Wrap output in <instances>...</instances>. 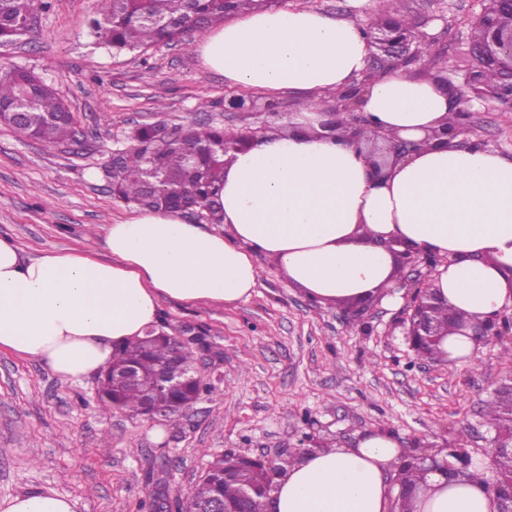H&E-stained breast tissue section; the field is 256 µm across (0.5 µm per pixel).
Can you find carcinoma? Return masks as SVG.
<instances>
[{"label":"carcinoma","mask_w":512,"mask_h":512,"mask_svg":"<svg viewBox=\"0 0 512 512\" xmlns=\"http://www.w3.org/2000/svg\"><path fill=\"white\" fill-rule=\"evenodd\" d=\"M277 0H95L93 33L112 52L144 51L158 44L184 37L224 21L235 13L275 7ZM51 0H0V42H10L29 31L28 16L36 9L47 10ZM0 115L21 139L48 144H67L74 140V117L40 76L32 71L11 68L0 75ZM130 144L112 156L108 170L112 194L119 200L141 208L179 210L191 208L212 224L221 223L216 196L224 178L225 156L231 147L243 144L234 134L211 123L192 127H174L164 135L160 125L144 123L129 135ZM195 361V351L174 352L171 337L159 329L149 330L112 356V370L128 366L138 368L142 380L128 385L114 375L101 382L99 412L110 416L118 411L132 416L144 413L146 399L167 398L156 378L163 367L174 378L182 377L186 366ZM206 383L195 381L174 393L180 401L177 413L194 408L200 395L209 391ZM487 416L501 435L512 432V399L495 396L487 403ZM288 454L279 464L268 468L261 459L241 457L232 452L219 454L187 493L184 507L219 499L228 507L237 504L249 489L262 495L271 490L270 472L280 473L297 455ZM484 457L497 470L498 477L512 478V463L502 460L494 448ZM401 484L413 486L422 474L412 456L398 465Z\"/></svg>","instance_id":"obj_1"}]
</instances>
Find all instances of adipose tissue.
<instances>
[{
  "mask_svg": "<svg viewBox=\"0 0 512 512\" xmlns=\"http://www.w3.org/2000/svg\"><path fill=\"white\" fill-rule=\"evenodd\" d=\"M194 50L227 82L299 98L287 135L258 136L233 152L219 191L223 230L138 210L108 227L106 261L91 249L27 258L0 237V351L80 381L157 323L161 299L231 306L250 297L258 253L322 303L393 287L398 266L381 245L390 238L441 258L428 285L450 311L484 320L512 306V156L476 139L428 140L455 119L449 90L400 68L364 80L372 46L362 24L306 9L248 13ZM356 85L364 123L325 136L319 96ZM387 138L417 146L379 176L362 146ZM400 451L391 434L374 431L297 458L268 508L389 512ZM472 473L460 485L428 474L419 512H496L490 466L476 458ZM0 512L76 505L30 492L1 501Z\"/></svg>",
  "mask_w": 512,
  "mask_h": 512,
  "instance_id": "ef3b65f1",
  "label": "adipose tissue"
}]
</instances>
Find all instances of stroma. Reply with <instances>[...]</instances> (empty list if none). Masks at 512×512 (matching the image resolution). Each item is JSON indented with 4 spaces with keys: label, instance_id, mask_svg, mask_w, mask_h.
<instances>
[{
    "label": "stroma",
    "instance_id": "stroma-1",
    "mask_svg": "<svg viewBox=\"0 0 512 512\" xmlns=\"http://www.w3.org/2000/svg\"><path fill=\"white\" fill-rule=\"evenodd\" d=\"M487 0H402L412 28L431 48L412 71H429L462 86L470 68L474 22ZM94 0H52L33 27L0 46V69L33 70L71 108L76 144L23 140L0 124V235L27 256L93 247L108 258V225L131 206L113 198L104 176L114 149L140 123L213 121L234 133L287 128L294 97L253 92L279 102L277 114L228 112L227 98L244 95L207 69L188 42L160 44L145 54L113 57L91 34ZM279 9L306 8L363 25L379 21L380 5L353 0H279ZM208 111H200L202 102ZM469 133L512 155V105L472 98ZM251 296L231 306L185 305L165 299L160 320L173 328L210 329L222 354L204 365L215 389L193 412L147 420L98 413V376L62 379L39 362L0 352V501L27 492L69 497L77 512H133L139 499L163 492L178 506L216 454L234 451L278 460L302 434L330 446L352 445L383 430L401 444H439L465 434L484 445L490 383L512 374L503 357L512 335L480 347L470 365L452 370L410 350L395 319L405 286L385 288L367 304H321L290 286L264 255Z\"/></svg>",
    "mask_w": 512,
    "mask_h": 512
}]
</instances>
